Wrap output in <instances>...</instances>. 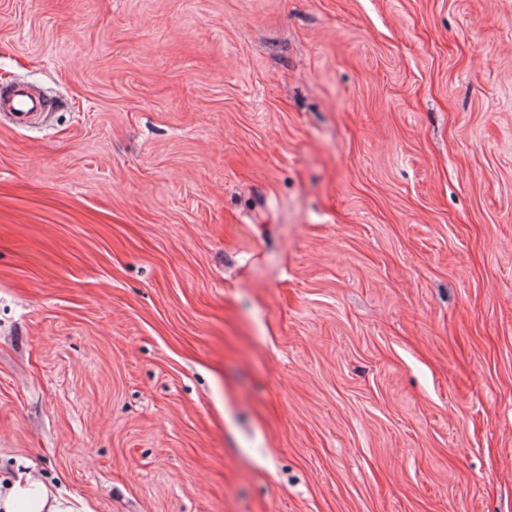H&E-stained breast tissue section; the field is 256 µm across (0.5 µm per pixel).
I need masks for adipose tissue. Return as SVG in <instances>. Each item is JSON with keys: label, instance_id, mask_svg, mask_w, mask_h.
<instances>
[{"label": "adipose tissue", "instance_id": "1", "mask_svg": "<svg viewBox=\"0 0 512 512\" xmlns=\"http://www.w3.org/2000/svg\"><path fill=\"white\" fill-rule=\"evenodd\" d=\"M0 512H88V508L62 489H48L29 472L18 471L0 490Z\"/></svg>", "mask_w": 512, "mask_h": 512}]
</instances>
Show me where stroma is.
<instances>
[{
  "mask_svg": "<svg viewBox=\"0 0 512 512\" xmlns=\"http://www.w3.org/2000/svg\"><path fill=\"white\" fill-rule=\"evenodd\" d=\"M0 473L91 512H512V0H0ZM46 102L25 87H15L7 92L0 91V112L11 117L14 126H29L43 113Z\"/></svg>",
  "mask_w": 512,
  "mask_h": 512,
  "instance_id": "1",
  "label": "stroma"
}]
</instances>
